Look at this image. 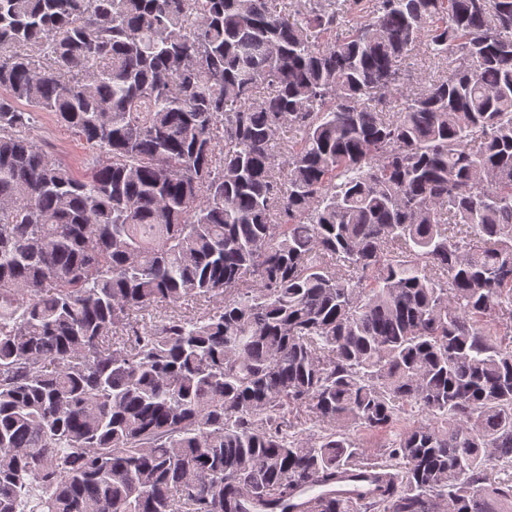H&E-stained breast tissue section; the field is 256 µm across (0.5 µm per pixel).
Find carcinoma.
Segmentation results:
<instances>
[{"instance_id":"cac0c4a2","label":"carcinoma","mask_w":512,"mask_h":512,"mask_svg":"<svg viewBox=\"0 0 512 512\" xmlns=\"http://www.w3.org/2000/svg\"><path fill=\"white\" fill-rule=\"evenodd\" d=\"M312 2L0 0V512H512V0ZM402 70L405 73V79L403 80L406 84L405 87L401 88L396 92V95L402 98L407 97L411 92L412 88L407 87L411 86L412 78L413 80L416 77L426 78V82L428 80H437L442 78L446 72L445 63H435L432 58H429V52L427 47L424 44H418L409 54L402 60ZM410 75V76H407ZM409 78L410 81L406 80ZM410 83V85H409ZM31 131L36 143L57 159L70 165L77 173H83L93 160L101 159L77 135L59 124L49 112H42ZM418 417H420V415H418L417 409H410L408 407L407 410L401 414L400 422L396 429H392V431H388L381 435H364V444L368 449L376 451L381 445L387 444L395 439L400 428L411 424L413 421L417 420Z\"/></svg>"}]
</instances>
